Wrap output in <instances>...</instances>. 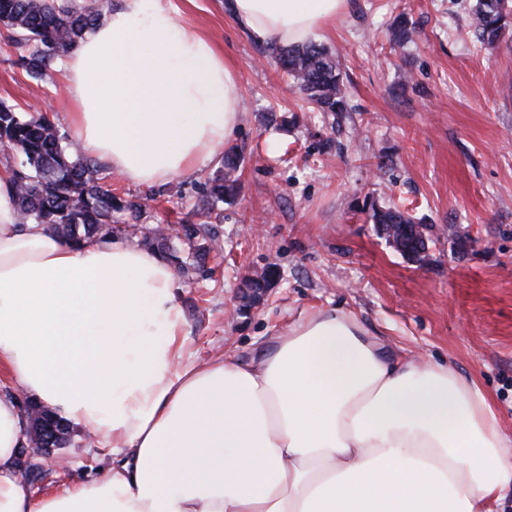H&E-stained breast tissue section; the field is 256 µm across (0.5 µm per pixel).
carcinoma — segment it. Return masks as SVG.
Here are the masks:
<instances>
[{
    "mask_svg": "<svg viewBox=\"0 0 512 512\" xmlns=\"http://www.w3.org/2000/svg\"><path fill=\"white\" fill-rule=\"evenodd\" d=\"M101 15L97 3L0 0V22L11 30L13 44L23 50L19 66L34 79L46 76ZM472 24L481 44L495 46L512 24V0H476ZM270 50L281 70L317 111L334 115L348 111L340 65L326 48L310 42L289 48L272 46ZM0 148L24 157L13 179L18 221L45 224L70 242L93 236L101 240L129 236V227L140 223L155 198L153 192L125 199L114 195L101 183V166L84 155L77 143L64 141L57 126L37 109L22 119L13 106L0 102ZM238 166V153L231 148L207 184L210 207L237 194ZM371 218L388 239L398 238L402 224L411 230L408 241L424 239L421 225L397 207L374 206ZM141 242L186 276L203 269L220 245L218 235L206 224H179L172 236L145 234ZM279 276L277 265L269 263L261 273L248 278L244 287L265 288ZM26 406L28 433L43 423H52L59 433L60 447L71 443L74 430L69 423L36 402L28 401Z\"/></svg>",
    "mask_w": 512,
    "mask_h": 512,
    "instance_id": "cac0c4a2",
    "label": "carcinoma"
}]
</instances>
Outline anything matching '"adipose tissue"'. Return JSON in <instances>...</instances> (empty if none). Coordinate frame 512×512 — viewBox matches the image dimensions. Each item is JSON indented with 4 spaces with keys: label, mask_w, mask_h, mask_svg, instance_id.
<instances>
[{
    "label": "adipose tissue",
    "mask_w": 512,
    "mask_h": 512,
    "mask_svg": "<svg viewBox=\"0 0 512 512\" xmlns=\"http://www.w3.org/2000/svg\"><path fill=\"white\" fill-rule=\"evenodd\" d=\"M347 0H229L236 25L306 43ZM69 123L127 182L190 176L241 119L238 76L172 0H119L69 51ZM174 268L115 238L67 242L15 216L0 169V365L112 450L111 468L34 497L24 421L0 391V512H497L512 436L477 383L388 354L316 311L250 362H180Z\"/></svg>",
    "instance_id": "1"
}]
</instances>
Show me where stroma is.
<instances>
[{
	"mask_svg": "<svg viewBox=\"0 0 512 512\" xmlns=\"http://www.w3.org/2000/svg\"><path fill=\"white\" fill-rule=\"evenodd\" d=\"M237 71L243 108L230 144L240 189L210 216L223 243L204 271L179 277L184 361L227 352L248 361L309 311L353 313L396 353L451 366L491 396L512 435V29L492 48L471 26L476 0H348L317 44L338 56L348 110L309 111L264 44L239 30L224 0H172ZM413 23L398 45L399 16ZM0 26V101L47 104L73 136L61 68L28 77ZM223 150L190 177L160 183L148 225L200 222ZM400 206L435 230L426 266L396 252L364 203ZM279 280L237 311L244 277L268 263ZM66 467L33 454L40 494L109 469L110 449L77 437Z\"/></svg>",
	"mask_w": 512,
	"mask_h": 512,
	"instance_id": "1",
	"label": "stroma"
}]
</instances>
